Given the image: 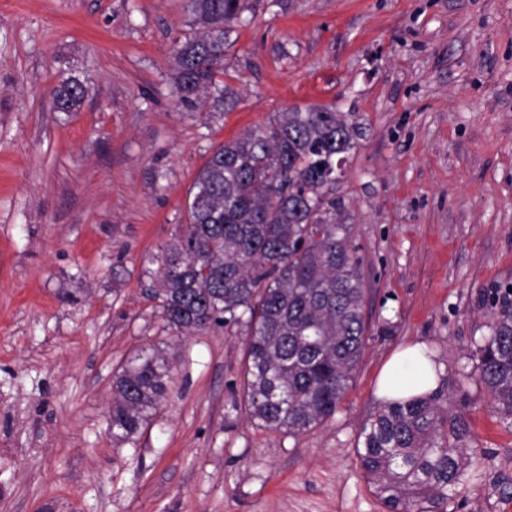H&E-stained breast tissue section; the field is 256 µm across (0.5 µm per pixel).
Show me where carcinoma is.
Masks as SVG:
<instances>
[{
	"label": "carcinoma",
	"mask_w": 512,
	"mask_h": 512,
	"mask_svg": "<svg viewBox=\"0 0 512 512\" xmlns=\"http://www.w3.org/2000/svg\"><path fill=\"white\" fill-rule=\"evenodd\" d=\"M250 0H190L200 31L175 51L174 87L190 109L209 94L230 109L237 93L219 80L233 26ZM88 96L78 79L53 89L61 112ZM346 113L309 106L216 147L186 203L189 224L151 257L149 295L176 336L211 323L245 335L243 399L251 418L288 435L333 416L364 353L367 302L361 259L330 196L339 164L358 145ZM490 335L480 348V381L512 418V285L496 289ZM176 354L150 347L112 379L109 430L135 440L160 408ZM360 466L388 512H423L448 502L463 476L461 421L430 396L384 404L362 427Z\"/></svg>",
	"instance_id": "obj_1"
}]
</instances>
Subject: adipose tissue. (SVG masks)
Instances as JSON below:
<instances>
[{
  "mask_svg": "<svg viewBox=\"0 0 512 512\" xmlns=\"http://www.w3.org/2000/svg\"><path fill=\"white\" fill-rule=\"evenodd\" d=\"M439 384L436 366L426 358L425 346L410 344L397 350L383 365L376 394L384 400H407L435 391Z\"/></svg>",
  "mask_w": 512,
  "mask_h": 512,
  "instance_id": "ef3b65f1",
  "label": "adipose tissue"
}]
</instances>
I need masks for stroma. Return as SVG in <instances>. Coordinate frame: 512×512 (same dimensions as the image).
<instances>
[{
    "mask_svg": "<svg viewBox=\"0 0 512 512\" xmlns=\"http://www.w3.org/2000/svg\"><path fill=\"white\" fill-rule=\"evenodd\" d=\"M189 0H0V512H386L356 456L381 366L422 343L467 427L447 512H512V418L479 382L512 283V0H259L230 34L235 108L178 102ZM74 77L75 112L50 95ZM361 127L333 194L368 290L335 416L288 435L242 409L241 330L173 337L148 261L214 148L306 106ZM176 341L160 409L113 442L112 378Z\"/></svg>",
    "mask_w": 512,
    "mask_h": 512,
    "instance_id": "obj_1",
    "label": "stroma"
}]
</instances>
